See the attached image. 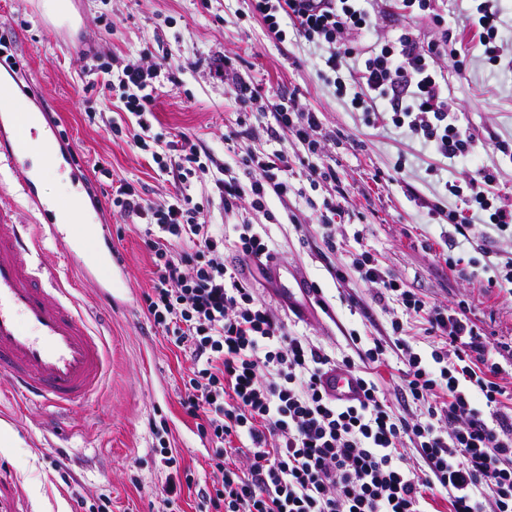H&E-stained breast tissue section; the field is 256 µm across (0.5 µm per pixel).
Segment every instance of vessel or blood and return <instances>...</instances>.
Masks as SVG:
<instances>
[{
    "label": "vessel or blood",
    "mask_w": 512,
    "mask_h": 512,
    "mask_svg": "<svg viewBox=\"0 0 512 512\" xmlns=\"http://www.w3.org/2000/svg\"><path fill=\"white\" fill-rule=\"evenodd\" d=\"M19 79H0V157L8 163L37 145L35 132L55 138L51 124L34 129V115L19 109ZM0 208V375L32 401L68 410L95 395L107 374L108 350L85 319L56 271L42 260L41 237L82 259L75 238L53 223L28 234ZM338 403L363 398L358 380L339 370L325 380Z\"/></svg>",
    "instance_id": "1"
}]
</instances>
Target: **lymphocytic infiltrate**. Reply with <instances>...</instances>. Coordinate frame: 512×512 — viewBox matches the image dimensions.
Masks as SVG:
<instances>
[{
	"mask_svg": "<svg viewBox=\"0 0 512 512\" xmlns=\"http://www.w3.org/2000/svg\"><path fill=\"white\" fill-rule=\"evenodd\" d=\"M366 0H255L268 30L282 40V17L311 43L327 44L322 74L337 89L352 86L350 103L369 123L391 121L407 128L431 155L451 163L474 162L471 175L444 183L447 195L465 197L488 214L496 235L512 237V204L497 202L494 177L478 163V139L460 124L448 82L435 65L444 42L421 43L411 31L362 52L337 49L338 37L371 26ZM499 0H469L465 23L489 59H496L501 24ZM168 61L132 64L112 81L107 64L90 68L104 88L118 86L123 113L112 128L146 149L153 104ZM240 101L272 115L279 127L308 151H317L321 122L301 109L295 93H270L237 80ZM159 175L170 177L173 194L159 202L143 198L131 183L112 189V205L126 218L149 226L155 266L145 296L155 327L188 346L193 367L181 405L203 419L202 432L215 443L212 480L198 494L212 512H422L428 494H444L448 512H512V408L503 401L501 366L486 334L464 311L422 300L369 253L350 264L334 263L338 282L350 275L374 288L376 301L396 296L406 314L424 315L432 343L425 365L393 323L390 341L373 340L358 359L335 362L305 337L287 333L278 315L260 300L237 266L224 261L225 245L242 260L269 257L264 224H236L232 241L224 227L201 216L190 189L204 171L201 150L187 136L152 152ZM248 179L215 178L225 211L250 198L263 207L268 195L286 196L288 156L278 151L242 160ZM405 365L402 389L415 405L395 413L378 385L375 368L388 349ZM364 398L341 405L328 394L324 375L335 367L352 372L357 363ZM485 399L476 407L474 394Z\"/></svg>",
	"mask_w": 512,
	"mask_h": 512,
	"instance_id": "lymphocytic-infiltrate-1",
	"label": "lymphocytic infiltrate"
}]
</instances>
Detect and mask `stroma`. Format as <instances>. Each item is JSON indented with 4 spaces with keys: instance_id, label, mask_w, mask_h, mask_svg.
I'll return each instance as SVG.
<instances>
[{
    "instance_id": "1",
    "label": "stroma",
    "mask_w": 512,
    "mask_h": 512,
    "mask_svg": "<svg viewBox=\"0 0 512 512\" xmlns=\"http://www.w3.org/2000/svg\"><path fill=\"white\" fill-rule=\"evenodd\" d=\"M72 4L75 19L64 30L45 18L41 0H0V28L9 32L11 53L29 82L24 104L59 125L62 137L52 148L70 159L49 169L29 190L13 173L17 167L29 170V160L15 167L1 162L0 202L13 209L16 223L36 225L42 217L30 209L29 195L49 200L64 184L78 190L95 186L97 194L87 200L86 211L101 214L112 241L83 235V251L95 256L109 246L123 264L111 283L112 320L105 331L109 368L97 395L63 417L71 433L58 437L44 426L47 410L21 405L7 379L0 377V426L8 427L15 440L14 447L0 449V512H73L78 493L110 495L112 512H157L176 469L191 470L202 481L212 477L208 456L213 443L180 405L190 353L147 318L143 296L152 286L154 266L146 226L124 222L111 206L115 181L134 184L152 201L173 187L155 175L149 152L113 135L101 88H85V63L91 59L110 63L118 72L130 62L169 58L173 82L156 100L153 131L166 139L188 135L214 156L225 174L243 176V155L287 151L291 190L283 198L269 197L265 208L244 201L234 212L224 213L208 173L195 181L191 195L212 223L271 224L269 265L261 269L249 264L245 277L276 309L288 331L308 337L340 360L354 354L350 335L361 336L368 347L373 339L391 336V324L398 321L413 352L430 356L422 319L406 315L397 300L376 303L373 289L357 280L342 284L331 276L317 233V208L332 202L343 261L367 250L423 300L452 307L465 301L468 316L500 345V382L512 393V285H487L492 266L512 257V240H498L485 251L482 236L476 234L457 249L448 247L445 213L467 214L468 204L445 196L443 184L450 178L465 179L471 164L433 172L431 154L405 130L367 123L347 94L324 81L323 49L290 36L275 39L263 16L252 10L251 0ZM435 8L442 24L429 18L409 21L400 0H385L372 28L347 35L345 42L365 50L396 38L408 25L424 43L452 36L456 54L439 56L436 63L447 77L462 121L482 142L481 157L496 167L493 193L511 203L512 158L497 146H512V65L486 62L482 47L463 28L466 0H435ZM227 60L235 72L271 91L295 92L301 108L318 112L325 147L308 152L288 131L275 129L270 117L228 140L245 107L235 98L233 81L212 75ZM329 165L336 168L340 186L310 188L309 170ZM437 202L443 214L434 213ZM449 253L458 259V268L448 267ZM59 257V247L44 240V262L57 266L62 281L73 283L81 308L95 314L103 301L94 283L80 280ZM300 280L320 286L328 311L312 306L301 293L295 296L300 312L289 310L283 295ZM165 447L176 449L177 468L165 464Z\"/></svg>"
}]
</instances>
